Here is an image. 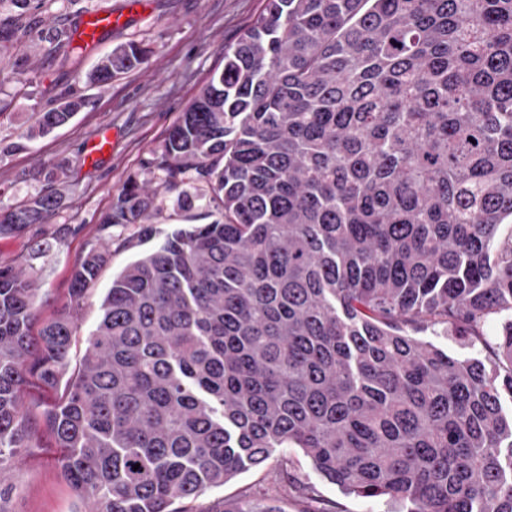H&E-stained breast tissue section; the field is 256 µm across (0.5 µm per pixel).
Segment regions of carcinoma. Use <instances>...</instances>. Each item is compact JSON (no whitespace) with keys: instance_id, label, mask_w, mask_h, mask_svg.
I'll return each mask as SVG.
<instances>
[{"instance_id":"obj_1","label":"carcinoma","mask_w":512,"mask_h":512,"mask_svg":"<svg viewBox=\"0 0 512 512\" xmlns=\"http://www.w3.org/2000/svg\"><path fill=\"white\" fill-rule=\"evenodd\" d=\"M9 2L23 12L0 14V61L13 34L42 36L49 0ZM148 54L121 44L87 81ZM84 106L53 101L26 139ZM149 165L167 191L209 189L221 218L112 278L67 398L44 411L87 512H183L288 447L397 512H512V0H266ZM154 198L131 180L101 223L150 238ZM57 206L49 187L1 213L0 234ZM103 263L76 265L36 336L40 288L0 264V467L28 447L27 377L65 374ZM492 315L503 374L407 330Z\"/></svg>"}]
</instances>
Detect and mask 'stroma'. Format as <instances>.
<instances>
[{"mask_svg":"<svg viewBox=\"0 0 512 512\" xmlns=\"http://www.w3.org/2000/svg\"><path fill=\"white\" fill-rule=\"evenodd\" d=\"M265 0H145L128 25L107 36L98 47L74 50L68 61L31 48L22 41L8 69L0 71V212L13 209L54 186L60 198L46 223L26 225L20 232L0 235V263L27 261V275L39 286L42 305L37 317L44 323L70 302L73 268L90 252L103 251L98 280L78 310V329L71 344L69 372H76L95 329L99 307L113 275L153 240L139 224L106 226L108 213L130 179L156 185L147 161L181 113L197 96L209 76L224 67V48L263 11ZM135 40L151 48L137 68L114 78L103 88L86 75L116 46ZM18 71L28 79L24 94L10 81ZM76 94L87 105L64 126L30 141L26 150L6 153L33 125L37 112L57 97ZM108 134L112 149L96 164L86 161L89 142ZM176 192L159 191L153 220L159 234L194 224H208L219 214L210 199L195 201L192 210L176 205ZM501 327L499 317L488 318L478 334H447L437 324L419 332L454 356L478 358L487 367L497 360L491 343ZM66 383L44 387L29 378L23 405L31 426L30 442L14 463L0 468V482L17 484L6 512H75L80 502L61 466L62 449L42 422L44 410L63 400ZM242 496L275 498L285 512H387L383 498L347 495L325 481L302 451L277 449L269 462L239 474L219 489H208L190 505L191 512H214L218 501Z\"/></svg>","mask_w":512,"mask_h":512,"instance_id":"stroma-1","label":"stroma"}]
</instances>
